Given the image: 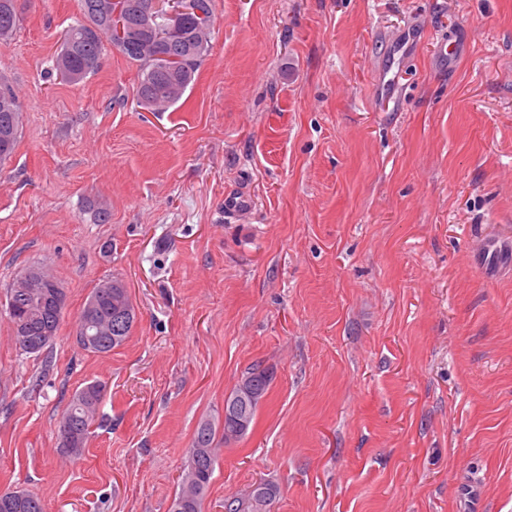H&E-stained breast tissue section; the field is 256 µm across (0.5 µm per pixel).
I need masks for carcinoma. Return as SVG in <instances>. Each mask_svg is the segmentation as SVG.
I'll list each match as a JSON object with an SVG mask.
<instances>
[{"instance_id": "carcinoma-1", "label": "carcinoma", "mask_w": 512, "mask_h": 512, "mask_svg": "<svg viewBox=\"0 0 512 512\" xmlns=\"http://www.w3.org/2000/svg\"><path fill=\"white\" fill-rule=\"evenodd\" d=\"M17 0L0 7V43L12 38L19 23ZM106 0H80L84 21L69 27L61 35L60 50L55 59V69L66 81L78 83L94 74L99 67L105 45L118 50L138 70L136 100L147 112H166L177 105L192 88L196 73L211 47L214 23L212 0H199L204 13V23L186 20L174 24L163 15L149 24L154 33L138 41L114 42L109 35L110 18L103 10ZM122 5L128 26H141L144 22L147 0H117ZM100 36L88 34L90 28ZM24 106L7 84L0 85V134L11 137L8 154L0 157L3 162L11 157L18 142ZM114 280H103L91 292L81 310L77 324V340L82 348L92 353H107L122 345L130 336L136 322L135 308L127 289L112 288ZM8 309L13 340L26 354L40 356L56 338L63 308L34 299L27 291H8ZM273 373L268 368L254 364L242 374L230 393L233 399L244 394L243 387L250 386L255 395L248 400L243 431L231 423L222 427L224 441L243 437L255 420L261 401L268 393ZM105 387L92 382L76 391L59 424L60 437L72 440L63 444L69 452L77 454L84 448L90 428L97 416ZM215 425L200 424L194 434L188 461L184 469L180 490L173 500L171 512H201L203 497L215 470ZM268 501L255 495L241 494L224 500L226 512H270V506L279 494L272 482H260ZM10 498L0 506V512H44L42 501L25 490L9 491Z\"/></svg>"}]
</instances>
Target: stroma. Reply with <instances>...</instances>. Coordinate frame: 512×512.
<instances>
[{
	"label": "stroma",
	"instance_id": "stroma-1",
	"mask_svg": "<svg viewBox=\"0 0 512 512\" xmlns=\"http://www.w3.org/2000/svg\"><path fill=\"white\" fill-rule=\"evenodd\" d=\"M182 106L141 110L114 49L58 76L79 0H18L0 73L24 102L0 163V489L45 512H169L201 422L261 361L248 434L223 444L203 512L254 482L271 512H512V0H213ZM397 111L373 96L389 45ZM460 45L452 66L440 42ZM253 196L250 219L224 196ZM106 203L107 223L92 209ZM31 267L66 295L48 361L16 346L6 292ZM136 311L106 354L76 341L104 279ZM105 392L85 448L59 420Z\"/></svg>",
	"mask_w": 512,
	"mask_h": 512
}]
</instances>
